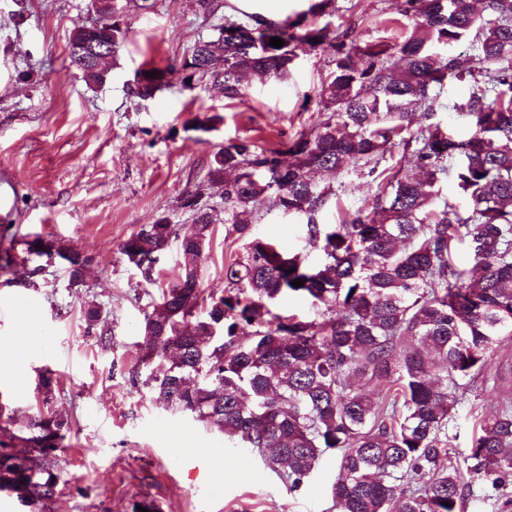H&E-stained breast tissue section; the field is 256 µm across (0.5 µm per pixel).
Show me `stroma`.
Masks as SVG:
<instances>
[{
  "label": "stroma",
  "instance_id": "35a3bbf8",
  "mask_svg": "<svg viewBox=\"0 0 512 512\" xmlns=\"http://www.w3.org/2000/svg\"><path fill=\"white\" fill-rule=\"evenodd\" d=\"M399 3L330 0L317 21L352 29L361 40L397 35L404 30ZM117 4L126 38L109 80L91 89L68 57L72 30L100 19L91 0H0V225H11L16 235L20 267L28 265L30 235L91 259L76 284L64 261L44 257L45 271L35 281L20 275L0 284V337H21L25 350L0 366V428L28 435L47 412L69 422L58 453L57 495L27 506L1 491L0 512H134L145 501L158 512H336L330 493L335 455H324L306 485L291 491L259 457L225 447L221 433L150 399L134 378L143 368L136 343L149 302L176 280L180 255L169 248L149 283L121 252L141 225L162 216L179 232L190 231L192 219L181 207L185 191L201 190L223 207L224 188L210 183L207 171L228 141L279 146L310 130L331 57L302 47L288 78L251 81L237 100L205 80L185 89L177 74L144 98L131 90L139 70L181 62L225 20L246 21L264 2L213 0L207 13L196 0ZM467 93V83L445 82L431 119L458 140L471 125L455 108ZM214 114L221 123L198 130V122ZM319 181L330 191L324 224L340 223L376 191L364 168ZM250 222L284 250L318 260L303 221L269 201L257 205ZM244 256L242 240L214 225L199 271L205 294H221L226 266ZM7 300L35 305L38 329L19 325L3 306ZM92 305L111 329L109 343L99 342V325L86 319ZM505 363L512 364V344L499 350L493 367L457 405L452 430L459 449L470 443L474 412L496 409L491 379ZM47 371L59 381L49 402L38 388Z\"/></svg>",
  "mask_w": 512,
  "mask_h": 512
}]
</instances>
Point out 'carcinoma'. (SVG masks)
<instances>
[{"instance_id": "cac0c4a2", "label": "carcinoma", "mask_w": 512, "mask_h": 512, "mask_svg": "<svg viewBox=\"0 0 512 512\" xmlns=\"http://www.w3.org/2000/svg\"><path fill=\"white\" fill-rule=\"evenodd\" d=\"M480 2L476 10L471 0H402L400 15L412 26L394 41H361L300 18L226 20L183 58L187 87L206 78L237 99L245 79L285 78L299 47H321L334 67L316 94L318 123L283 148L227 142L208 171L224 184L223 215L188 191L181 207L193 232L179 234L163 216L121 246L148 282L172 241L181 256L176 281L149 303L136 343L152 400L215 428L227 446L256 453L291 491L335 453L338 512H463L462 490L473 482L512 503V380L499 375L498 408L478 418L468 453L456 452L449 434L464 390L512 341V0ZM274 37L284 45H269ZM464 40L476 51L479 79L437 53ZM68 49L87 87L107 81ZM153 71L137 95H152L154 82L177 67ZM469 76L457 105L471 118L467 138L453 139L438 123L409 131L412 111L431 117L436 90ZM412 144L409 170H377L386 153ZM450 159L462 207L436 206L435 185ZM359 165L378 179L372 202L342 224L319 223L329 193L313 173ZM265 198L306 220L319 261L255 234L246 216ZM220 222L246 241V256L227 265L224 293L207 298L198 280L201 246ZM463 240L478 272L469 281L453 260ZM26 246L30 255L66 261L73 281L89 263L39 235ZM13 250L0 248L6 284L15 280ZM298 279L304 284L293 286ZM286 294L308 298L318 317L273 313ZM367 385L380 388L378 400L363 392ZM65 425L50 412L30 436L0 442V491L23 503L54 494Z\"/></svg>"}]
</instances>
